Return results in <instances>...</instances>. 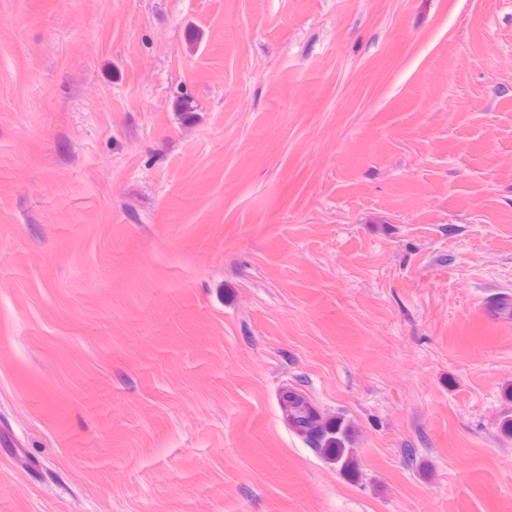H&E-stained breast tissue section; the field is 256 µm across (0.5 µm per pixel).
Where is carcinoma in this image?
I'll return each instance as SVG.
<instances>
[{"instance_id": "obj_1", "label": "carcinoma", "mask_w": 512, "mask_h": 512, "mask_svg": "<svg viewBox=\"0 0 512 512\" xmlns=\"http://www.w3.org/2000/svg\"><path fill=\"white\" fill-rule=\"evenodd\" d=\"M280 409L288 428L309 447L343 470L355 466L350 448L353 429L341 417H327L297 388H287L280 395Z\"/></svg>"}]
</instances>
